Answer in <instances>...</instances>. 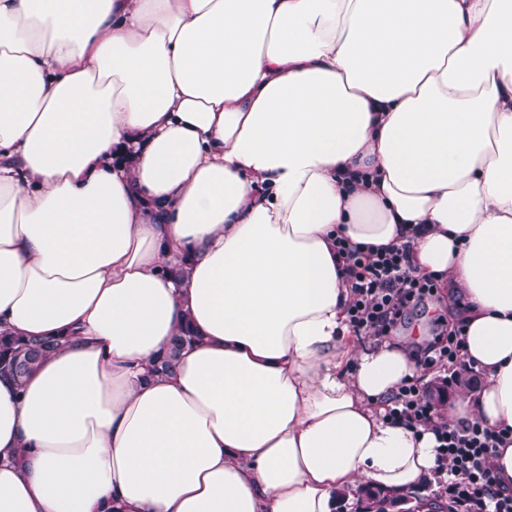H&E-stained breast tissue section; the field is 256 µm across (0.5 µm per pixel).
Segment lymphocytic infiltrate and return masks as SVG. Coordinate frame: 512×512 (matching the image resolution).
Instances as JSON below:
<instances>
[{"instance_id":"lymphocytic-infiltrate-1","label":"lymphocytic infiltrate","mask_w":512,"mask_h":512,"mask_svg":"<svg viewBox=\"0 0 512 512\" xmlns=\"http://www.w3.org/2000/svg\"><path fill=\"white\" fill-rule=\"evenodd\" d=\"M336 253L351 288L347 321L356 335L376 342L391 338L437 292V278L415 275L410 243L375 249L340 236ZM464 341L462 329H440L428 342L415 345L413 353L418 364L447 373L455 383ZM388 415L415 430L432 424L436 412L427 388L413 379L392 396ZM436 436L437 459L451 473L449 512H512V493L500 489L489 464L503 433L466 421L441 426Z\"/></svg>"}]
</instances>
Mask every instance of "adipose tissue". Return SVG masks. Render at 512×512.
Wrapping results in <instances>:
<instances>
[{
    "label": "adipose tissue",
    "mask_w": 512,
    "mask_h": 512,
    "mask_svg": "<svg viewBox=\"0 0 512 512\" xmlns=\"http://www.w3.org/2000/svg\"><path fill=\"white\" fill-rule=\"evenodd\" d=\"M411 229L483 375L417 433L336 255ZM4 331L65 342L0 376V512L447 483L436 426L512 432V0H0Z\"/></svg>",
    "instance_id": "obj_1"
}]
</instances>
